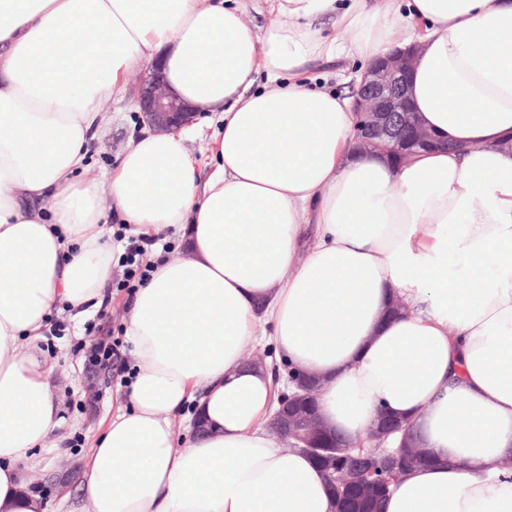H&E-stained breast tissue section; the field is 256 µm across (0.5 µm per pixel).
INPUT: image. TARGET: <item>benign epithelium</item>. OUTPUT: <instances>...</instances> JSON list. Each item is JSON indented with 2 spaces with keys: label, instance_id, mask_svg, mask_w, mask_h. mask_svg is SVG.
<instances>
[{
  "label": "benign epithelium",
  "instance_id": "7a95c632",
  "mask_svg": "<svg viewBox=\"0 0 512 512\" xmlns=\"http://www.w3.org/2000/svg\"><path fill=\"white\" fill-rule=\"evenodd\" d=\"M417 50L413 45L375 59L352 85L351 105L357 117V137L362 149L406 155L416 148L436 143L435 135L422 125L408 97V78ZM135 100L156 134L195 121L196 113L188 111L169 94L156 68L139 85ZM287 382L288 391L280 394L279 409L274 417L276 437L286 438L291 447L311 454L333 453L338 448L348 447L337 434L330 440L314 439L312 420L301 410L302 405L315 396L314 387L307 384L303 373L292 367L287 369ZM378 426L380 429L372 430L367 436L376 448L382 447L385 439L401 429V423L391 419Z\"/></svg>",
  "mask_w": 512,
  "mask_h": 512
}]
</instances>
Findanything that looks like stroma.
Masks as SVG:
<instances>
[{
  "label": "stroma",
  "instance_id": "35a3bbf8",
  "mask_svg": "<svg viewBox=\"0 0 512 512\" xmlns=\"http://www.w3.org/2000/svg\"><path fill=\"white\" fill-rule=\"evenodd\" d=\"M361 73L359 58L348 57L314 61L309 64L305 76L309 84L346 95ZM222 128L219 114H205L199 119L187 143L201 176H208L212 170L214 137ZM147 130L135 105L133 93L108 102L100 111L99 131L91 145L92 160L88 177L105 181L107 172L118 164L131 140ZM123 278V267L113 264L112 278L105 289L104 312L95 311L76 321L63 310L54 313L48 321L40 350L52 369V389L59 404L58 423L49 437V445L35 449L34 463L26 466L24 475L27 482L34 483L50 475L64 460L75 470H82L94 436L103 431L125 404L124 380L127 370L134 367L130 345L123 341V366L113 371L108 383L102 384L98 406L93 410L85 404L82 385L84 356L75 350L77 343H86L98 336L123 340L124 316L131 299L127 289L120 286Z\"/></svg>",
  "mask_w": 512,
  "mask_h": 512
}]
</instances>
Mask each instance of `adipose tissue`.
<instances>
[{
	"label": "adipose tissue",
	"mask_w": 512,
	"mask_h": 512,
	"mask_svg": "<svg viewBox=\"0 0 512 512\" xmlns=\"http://www.w3.org/2000/svg\"><path fill=\"white\" fill-rule=\"evenodd\" d=\"M403 2L275 0L260 32L241 0H0V512L39 508L20 465L58 406L36 342L99 305L109 210L188 256L153 259L126 308L136 370L84 461L90 512H336L268 434L279 388L244 353L267 323L319 377L330 431L359 444L384 410L428 451L383 512H512V470L491 466L512 455V0ZM412 43V103L443 144L359 153L349 98L301 74ZM155 61L171 96L221 113L214 168L189 128L148 132L101 191L99 109Z\"/></svg>",
	"instance_id": "ef3b65f1"
}]
</instances>
